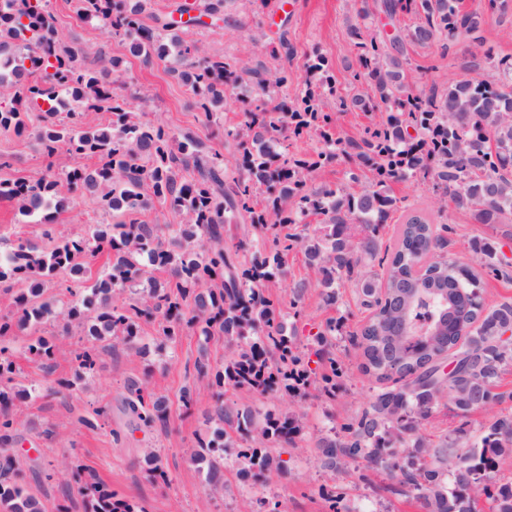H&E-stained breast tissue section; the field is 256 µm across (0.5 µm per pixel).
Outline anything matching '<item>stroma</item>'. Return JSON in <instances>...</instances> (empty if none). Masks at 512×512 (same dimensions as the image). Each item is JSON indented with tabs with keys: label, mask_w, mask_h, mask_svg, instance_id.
<instances>
[{
	"label": "stroma",
	"mask_w": 512,
	"mask_h": 512,
	"mask_svg": "<svg viewBox=\"0 0 512 512\" xmlns=\"http://www.w3.org/2000/svg\"><path fill=\"white\" fill-rule=\"evenodd\" d=\"M381 4L382 0H288L286 9L272 6L263 10L256 0H226L224 18L206 27L185 29L183 37L197 42L207 55L234 53L263 62L271 71L279 66L271 50L279 37H286L294 51V74L286 86L275 89V97L293 99L305 79L304 61L316 54L328 60L341 82V94L352 97L367 93L368 88L347 82L357 66L358 54L350 26L363 7L368 11L367 26L383 30L386 18ZM49 9L64 40L85 49V64L98 69L113 58L122 59L127 81L122 95L142 120L162 125L178 136H193L202 151L216 150L232 157L233 143L224 132L242 120L239 99L245 96V89L227 95L223 111L206 118L169 61L144 63L132 53L130 39L113 36L107 22L82 19L75 0H49ZM473 51L465 39L446 51L436 43L407 46L411 89L421 92L430 79L442 85L464 77L496 84L498 74L492 66L470 69ZM96 163V158H74L64 152L46 158L32 139L0 129V181L29 180L50 169L91 168ZM394 193L400 204L379 229L381 258H391L402 224L408 217L419 215L434 228H447L448 250L463 262H470L474 243L512 261V224L475 223L470 212L456 208L430 184L416 180L395 184ZM111 221L97 193L74 194L49 226L38 217L22 215L16 200L0 197V250L10 249L20 238L44 246L47 233L83 235L92 225ZM311 277L303 254L290 250L285 273L274 280L270 293L285 314L291 340L302 356L310 358L318 349V330L331 321L341 323V334L329 337L327 344L338 368L334 394L293 398L279 390L258 394L245 388L224 389L226 403L251 411L255 417L269 412L290 413L303 425L294 444L271 448L282 470L268 483L244 480L234 453L229 452L224 456V487L215 491L207 483L206 467L193 464L189 458L196 442L211 432L209 418L215 405L208 381L197 374L195 363L203 359L213 367L223 365L224 337L215 335L206 340L189 332L176 346L161 351L156 327L147 323L142 333L145 353L101 352L94 376L78 383L71 380V353L83 342L80 333L66 339L49 374L32 361L26 336L15 337L8 350L16 366L14 384L28 389L30 396L20 406L14 451L26 474V488L40 501L43 512H60L64 506L70 512H83L75 490L64 484L66 471L75 464L94 470L120 496L133 500L145 512H239L246 498L275 505L277 512H425L415 493L399 491L389 469L360 458L350 460L347 469L339 472L323 466L319 437L332 431L344 433L347 424L368 406L380 383L366 371L354 336L371 315L356 277L344 278L332 305L325 303L322 288L311 284ZM304 279L309 280V288L294 293L295 282ZM60 379L69 380V387L57 389ZM133 379L144 380L149 389L166 396L170 406L167 427L131 429L122 397L127 382ZM186 387L196 389L199 395L188 408L180 400ZM496 390L500 398L487 410L463 416L449 406H440L423 422L420 435L435 440L450 431H460L463 438L459 449L467 451L480 439L492 415L512 413V361L503 365ZM99 407L106 408V418L96 427L84 426L83 418ZM146 448L158 451L167 481L152 480L145 473L141 456Z\"/></svg>",
	"instance_id": "obj_1"
}]
</instances>
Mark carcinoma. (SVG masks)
Wrapping results in <instances>:
<instances>
[{
  "instance_id": "obj_1",
  "label": "carcinoma",
  "mask_w": 512,
  "mask_h": 512,
  "mask_svg": "<svg viewBox=\"0 0 512 512\" xmlns=\"http://www.w3.org/2000/svg\"><path fill=\"white\" fill-rule=\"evenodd\" d=\"M146 2L77 0V10L85 18H109L115 35L137 34L133 52L145 61L169 58L185 68L187 86L207 117L223 109L226 93L251 84L244 120L226 131L241 168L226 177L224 154L203 153L194 138H179L128 111L112 94L124 84L118 63L85 67L84 49L61 39L47 0H0V128L19 137L33 134L48 156L63 149L99 159L93 169L71 168L63 180L45 174L17 186L1 181L0 196L17 199L23 214H41L49 222L70 195L100 190L105 207L118 217L83 236L56 238L48 232L45 247L20 239L0 253V288H18L15 316L0 317V405L28 398L13 387L14 363L1 344L43 322H55L57 331L29 337L27 349L48 374L65 336L74 329L85 336L73 358L77 381L94 374L101 350L139 349L144 318L157 324L164 346L175 345L190 330L207 338L218 333L229 343L224 364H196L198 375L217 388L213 429L192 448L190 460L206 464L214 490L223 488L228 448L237 449L244 475L270 480L281 465L267 448L293 443L301 423L289 413H269L258 421L250 411L224 403V386L259 393L279 388L292 396L309 389L291 379L294 370L310 375L309 363L294 352L287 323L276 317L275 302L265 291L288 251L300 249L326 301L334 304L338 281L376 259L379 226L399 202L392 189L397 183L430 181L458 207L471 210L477 223L512 224V56L494 54L480 35L483 14L501 9L503 2L480 0L479 8L467 11L462 0H384L389 17L411 15L415 25L389 39L352 25L359 69L351 77L370 94L350 99L338 94L328 61L316 55L303 63L305 88L289 104L274 103L270 91L288 83V67L272 75L244 57L203 56L196 43L179 35L178 23L144 25ZM223 3L182 0L176 12L197 11L192 20L199 21L217 15ZM459 38L483 49L482 58L500 76V89L462 78L444 87L434 81L428 92L414 93L404 73L406 43H439L446 52L448 41ZM328 97L336 100L338 112H366L378 102L385 115L359 137H342L323 108ZM34 111L40 113L35 128ZM87 111L109 112L112 120L88 126ZM310 132L318 134L322 149L311 156L291 152V141ZM339 158L350 165L349 179L359 189L313 186L317 172ZM153 199L188 216V222L167 225V235L160 237L137 218ZM312 217L323 224L321 235L290 232ZM233 222L262 238L244 262L239 252L246 243L224 242V225ZM446 247L445 236L412 216L401 229L385 282L359 274L358 286L374 307L360 329L365 369L390 385L372 396L349 435L322 436L319 443L333 472L358 455L373 462L389 459L400 483L417 493L427 512H477L478 498L489 493L488 473L512 466V414L494 416L462 454L457 439L431 442L417 429L445 398L463 414L499 399L494 388L506 351L497 337L512 327V301L484 305L476 275L456 257L444 256ZM104 251L110 263L91 283L88 260ZM61 272L69 276L71 299L59 305L45 292ZM142 284L138 302L112 303L115 294ZM445 352L463 358L442 384L429 362ZM315 355L329 363L322 382L335 385L336 361L324 347ZM125 390L124 408L133 422L167 426L166 397L145 393L137 380ZM15 424V415L0 410V512H43L17 466ZM243 441L249 442L245 448ZM142 463L150 475L167 481L154 449H143ZM70 476L85 512H144L90 469L77 465ZM496 497L497 512H512V484L501 486Z\"/></svg>"
}]
</instances>
